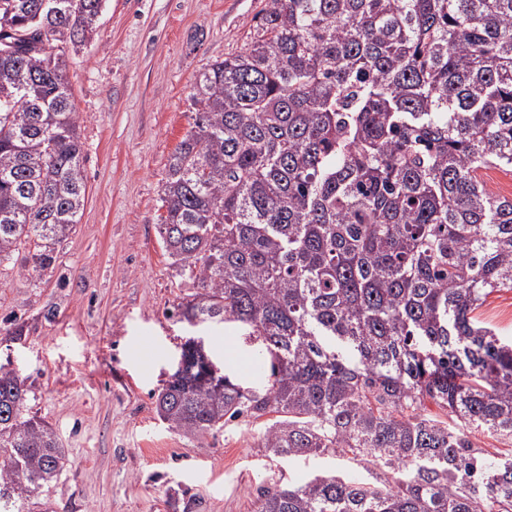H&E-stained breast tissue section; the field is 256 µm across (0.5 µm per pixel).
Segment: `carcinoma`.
Masks as SVG:
<instances>
[{
  "instance_id": "obj_1",
  "label": "carcinoma",
  "mask_w": 512,
  "mask_h": 512,
  "mask_svg": "<svg viewBox=\"0 0 512 512\" xmlns=\"http://www.w3.org/2000/svg\"><path fill=\"white\" fill-rule=\"evenodd\" d=\"M103 0H0V264L55 261L86 199L65 49ZM167 164L166 253L196 285L172 317L224 324L267 374L167 380L156 412L201 435L264 419L271 458L334 456L257 512H512V340L475 312L512 289V0H270L190 93ZM0 364V512H31L65 450ZM437 407L444 418L425 414Z\"/></svg>"
}]
</instances>
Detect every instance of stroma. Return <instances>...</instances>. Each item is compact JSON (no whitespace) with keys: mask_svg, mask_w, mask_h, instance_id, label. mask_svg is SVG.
Here are the masks:
<instances>
[{"mask_svg":"<svg viewBox=\"0 0 512 512\" xmlns=\"http://www.w3.org/2000/svg\"><path fill=\"white\" fill-rule=\"evenodd\" d=\"M267 0H105L67 75L80 115L88 199L51 269L0 272V361L61 440L64 470L34 512H256L260 487L314 470L360 476L327 456L270 459L263 426L239 419L185 436L155 399L186 332L171 312L196 286L158 232L167 161L193 124L190 92L244 50ZM23 324L21 339L3 331ZM208 353L239 377L250 353L215 326Z\"/></svg>","mask_w":512,"mask_h":512,"instance_id":"1","label":"stroma"}]
</instances>
